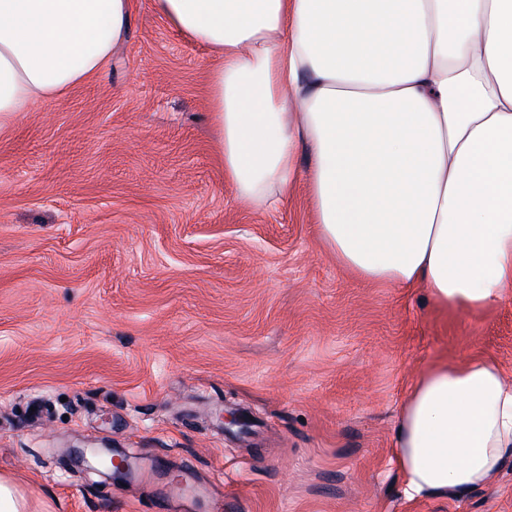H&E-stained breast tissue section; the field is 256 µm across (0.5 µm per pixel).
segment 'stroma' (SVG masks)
<instances>
[{
  "mask_svg": "<svg viewBox=\"0 0 512 512\" xmlns=\"http://www.w3.org/2000/svg\"><path fill=\"white\" fill-rule=\"evenodd\" d=\"M131 2L101 76L0 130V476L31 512H158L66 456L105 444L192 472L166 512H512V462L409 499L393 448L427 366L487 357L512 381V299L470 314L356 278L305 180L240 200L210 53Z\"/></svg>",
  "mask_w": 512,
  "mask_h": 512,
  "instance_id": "1",
  "label": "stroma"
}]
</instances>
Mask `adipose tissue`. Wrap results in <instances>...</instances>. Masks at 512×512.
Listing matches in <instances>:
<instances>
[{
	"mask_svg": "<svg viewBox=\"0 0 512 512\" xmlns=\"http://www.w3.org/2000/svg\"><path fill=\"white\" fill-rule=\"evenodd\" d=\"M209 49L217 155L272 209L305 176L355 276L480 311L512 298V0H152ZM130 0H0V128L97 77ZM394 455L408 497L463 496L512 459V386L428 366Z\"/></svg>",
	"mask_w": 512,
	"mask_h": 512,
	"instance_id": "adipose-tissue-1",
	"label": "adipose tissue"
}]
</instances>
